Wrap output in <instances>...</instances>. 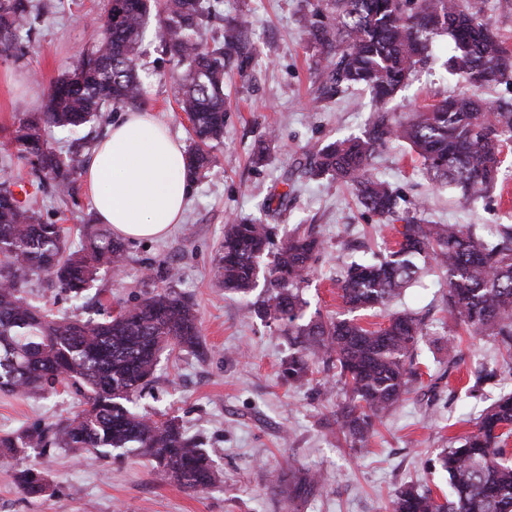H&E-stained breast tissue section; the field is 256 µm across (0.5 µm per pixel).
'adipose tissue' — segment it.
<instances>
[{
	"label": "adipose tissue",
	"instance_id": "ef3b65f1",
	"mask_svg": "<svg viewBox=\"0 0 512 512\" xmlns=\"http://www.w3.org/2000/svg\"><path fill=\"white\" fill-rule=\"evenodd\" d=\"M184 145L155 113L127 112L82 170L100 223L117 236H165L180 223L188 193Z\"/></svg>",
	"mask_w": 512,
	"mask_h": 512
}]
</instances>
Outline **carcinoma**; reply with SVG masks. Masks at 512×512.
Masks as SVG:
<instances>
[{"instance_id": "carcinoma-1", "label": "carcinoma", "mask_w": 512, "mask_h": 512, "mask_svg": "<svg viewBox=\"0 0 512 512\" xmlns=\"http://www.w3.org/2000/svg\"><path fill=\"white\" fill-rule=\"evenodd\" d=\"M215 6L210 0H107L98 17V39L75 68L50 86L41 112L20 121L10 144L30 185L50 181L57 194L78 193L84 159L80 150H57L46 137L54 128L75 133L121 107H139L143 79L138 66L149 22L169 60L184 67L178 77V105L191 122L193 145L187 177L194 181L219 167L212 150L224 139V80L235 57L252 56L249 21L224 25L221 43L201 42L199 31ZM33 27L30 0H0V54L23 56ZM307 49L313 51L314 97L320 103L342 88L360 86L377 104L360 136L336 139L305 155L292 172L331 177L349 186L366 211L383 224L400 223L396 248L355 262L338 280L349 310L387 306L428 267L447 283L448 314L470 332L492 336L512 360V225L486 238L460 224H437L420 216L424 202L400 208L390 183L373 171L378 150L388 142L408 145L433 187L470 200L493 188L502 158L512 154V109L495 112L483 92L512 81V51L490 18L472 0H313L304 16ZM453 43L445 62L465 91L395 118L387 108L416 68L432 57L434 39ZM292 192L271 194L264 212L273 223L228 220L216 277L227 291L256 287L259 258L269 254L278 220ZM18 199L11 182H0V392L27 398L72 394L84 408L74 417L43 428L0 434V456L24 457L65 449L76 456L134 448L157 473L185 490L201 491L216 473L206 451L187 436L177 419L136 413L132 397L154 377L161 353L175 346H203L193 306L173 291L149 292L107 319L56 317L23 297L33 275H44L72 297L97 281L101 270L117 274L125 244L98 224H87L82 245L67 247L65 229L43 220L31 193ZM322 243L298 231L280 239L270 271V294L252 303L253 312L282 322L299 355L281 364L288 383L310 381L306 355L333 369L345 403L333 424L354 445L364 446L376 422L402 402L421 379L416 350L427 324L399 311L377 327L353 318L318 316L301 322L300 294ZM512 436V392L500 395L480 415L475 430L456 447L443 449L436 463L448 475L453 494L442 500L407 487L391 500L390 512H512V465L502 463ZM29 498L47 496L48 479L34 468L14 475Z\"/></svg>"}]
</instances>
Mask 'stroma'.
<instances>
[{
	"instance_id": "stroma-1",
	"label": "stroma",
	"mask_w": 512,
	"mask_h": 512,
	"mask_svg": "<svg viewBox=\"0 0 512 512\" xmlns=\"http://www.w3.org/2000/svg\"><path fill=\"white\" fill-rule=\"evenodd\" d=\"M104 3L63 0L57 12L35 21L26 56L0 57V130L12 131L21 118L40 111L51 83L92 46L96 31L88 19ZM306 9V0H219L216 18L202 28L204 42L221 41L225 22L247 13L255 48L246 71H231L226 80L224 142L216 149L223 173L190 183L182 223L163 239L127 242L122 272L101 274L85 298L71 299L44 277L25 290L29 300L55 315L84 319H105L155 289H172L191 302L203 350L162 356L135 408L156 419L176 418L210 454L217 480L204 490L187 491L161 479L149 460L132 452L83 461L62 451L34 454L0 461V512H388L394 494L408 486L438 496L448 493L447 474L428 469V459L458 445L472 431L473 419L512 390V376L505 374L470 392L473 373L502 367L498 344L486 335L457 334L442 308L444 278L425 272L392 308L424 316L427 335L417 367L422 376L438 377V386L414 390L377 423L365 447H351L332 423L344 396L330 372L310 359L311 383L289 386L280 365L293 348L279 322L248 314L247 299L216 281L228 218L262 219L266 199L284 189L285 171L328 141L362 134L376 108L369 92L357 88L313 104L301 23ZM448 52V37L436 38L433 59L392 101L395 112L409 113L457 92L444 67ZM139 63L144 110L156 113L173 136L188 142L177 104V67L149 35ZM271 131L277 136L272 158L254 167L251 155ZM375 167L376 175L406 199L428 197L426 220L470 225L484 235L512 224V158L504 164L505 182L471 203L458 193L433 190L407 147L388 144ZM41 212L45 221L66 228L74 248L83 225L97 221L83 191L71 199L46 187ZM297 228L312 231L323 243L302 290L307 318L339 312L336 281L344 268L396 241L394 231L366 213L349 188L328 177L297 179L295 200L277 234ZM173 268L179 279H169ZM450 338L462 355L454 368L445 349ZM80 409L79 400L66 394L26 399L0 393V434L66 419ZM26 467L50 479L49 496L35 500L18 489L14 474Z\"/></svg>"
}]
</instances>
